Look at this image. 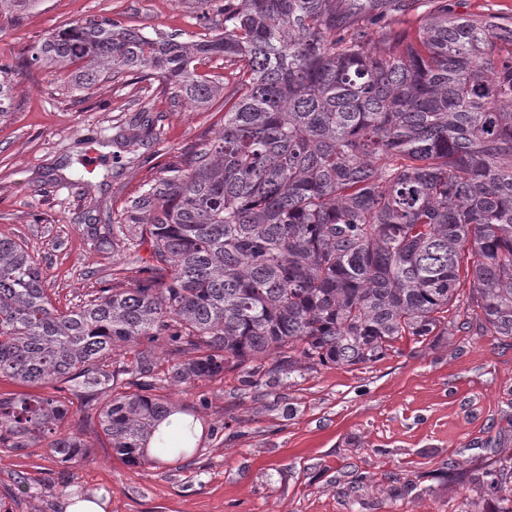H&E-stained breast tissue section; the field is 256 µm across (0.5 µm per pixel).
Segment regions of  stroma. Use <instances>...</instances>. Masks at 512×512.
I'll return each mask as SVG.
<instances>
[{
    "label": "stroma",
    "mask_w": 512,
    "mask_h": 512,
    "mask_svg": "<svg viewBox=\"0 0 512 512\" xmlns=\"http://www.w3.org/2000/svg\"><path fill=\"white\" fill-rule=\"evenodd\" d=\"M197 0H40L0 17V62L13 65V107L0 121V236L23 243L66 310L107 286L113 266L143 265L150 246L100 251L92 225L125 223L132 200L169 165L214 139L219 102L190 107L159 78L129 75L75 90L28 65L32 47L79 19L109 17L151 36L209 38ZM148 111L158 136L137 118ZM195 415L197 448L136 466L117 458L93 408L73 403L63 433L92 462L61 465L45 445L0 451V500L10 512H64L68 496L109 495L105 512H498L448 480V460L486 467L512 448V338L465 330L400 341L372 365L313 373L242 372L218 381L160 383ZM370 474L365 487L357 473ZM415 488H406V480Z\"/></svg>",
    "instance_id": "obj_1"
}]
</instances>
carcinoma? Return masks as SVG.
<instances>
[{"instance_id": "1", "label": "carcinoma", "mask_w": 512, "mask_h": 512, "mask_svg": "<svg viewBox=\"0 0 512 512\" xmlns=\"http://www.w3.org/2000/svg\"><path fill=\"white\" fill-rule=\"evenodd\" d=\"M36 2L0 0V14ZM460 2L224 0L210 39L101 18L34 45L29 63L78 89L139 73L197 107L221 97L224 128L131 201L130 246L149 241L152 262L112 269L90 300L55 308L35 257L0 238V378L48 389L0 395V449L44 441L86 460L61 435L75 397L100 405L116 455L146 462L181 411L152 394L160 345L192 354L170 370L186 384L373 364L403 339L472 327L512 338V14ZM214 58L228 91L195 68ZM14 81L0 63V119ZM124 347L133 358L115 368ZM194 440L189 424L157 447ZM472 484L512 512V453Z\"/></svg>"}]
</instances>
